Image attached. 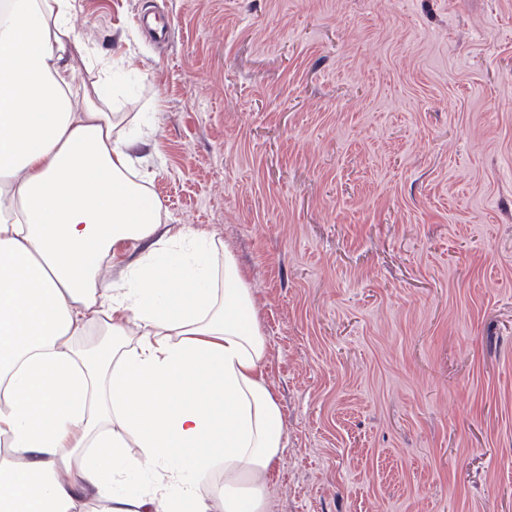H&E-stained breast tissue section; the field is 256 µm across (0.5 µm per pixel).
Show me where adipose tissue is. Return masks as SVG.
<instances>
[{"mask_svg":"<svg viewBox=\"0 0 512 512\" xmlns=\"http://www.w3.org/2000/svg\"><path fill=\"white\" fill-rule=\"evenodd\" d=\"M75 3L0 0V512H268L285 440L252 293L129 178L153 127L122 137L77 82Z\"/></svg>","mask_w":512,"mask_h":512,"instance_id":"1","label":"adipose tissue"}]
</instances>
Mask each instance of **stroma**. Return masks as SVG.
<instances>
[{
  "instance_id": "obj_1",
  "label": "stroma",
  "mask_w": 512,
  "mask_h": 512,
  "mask_svg": "<svg viewBox=\"0 0 512 512\" xmlns=\"http://www.w3.org/2000/svg\"><path fill=\"white\" fill-rule=\"evenodd\" d=\"M169 224L246 269L269 512H512V0H78Z\"/></svg>"
}]
</instances>
